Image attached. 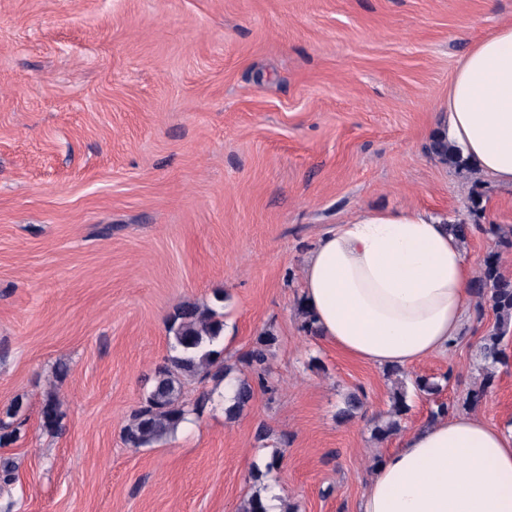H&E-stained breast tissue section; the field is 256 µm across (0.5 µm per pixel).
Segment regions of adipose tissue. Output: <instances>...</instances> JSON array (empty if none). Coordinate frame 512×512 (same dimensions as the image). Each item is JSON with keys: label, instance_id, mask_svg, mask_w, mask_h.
Instances as JSON below:
<instances>
[{"label": "adipose tissue", "instance_id": "1", "mask_svg": "<svg viewBox=\"0 0 512 512\" xmlns=\"http://www.w3.org/2000/svg\"><path fill=\"white\" fill-rule=\"evenodd\" d=\"M440 134L512 186V23L476 40L440 105ZM474 265L446 218L364 208L317 241L301 295L347 356L410 368L447 352L472 305ZM358 512H512V425L456 413L402 433L372 468Z\"/></svg>", "mask_w": 512, "mask_h": 512}]
</instances>
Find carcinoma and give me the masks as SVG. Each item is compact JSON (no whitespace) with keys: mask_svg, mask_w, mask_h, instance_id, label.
I'll return each mask as SVG.
<instances>
[{"mask_svg":"<svg viewBox=\"0 0 512 512\" xmlns=\"http://www.w3.org/2000/svg\"><path fill=\"white\" fill-rule=\"evenodd\" d=\"M431 151L450 167L458 170L468 168L460 152L444 139L432 141ZM466 209L474 223H479L484 212L481 192H471ZM484 231L495 240L496 246L512 248V227L490 224ZM472 290L478 311L488 308L495 317L493 326L477 342L482 361L479 367L480 383L468 392L465 399V403L475 405L493 385L499 367L512 363V356L503 345L505 335L512 329V278L501 272L498 252L491 251L485 256L472 283ZM169 331L173 335V355L156 371L152 388L145 394L141 406L124 429V442L131 448L151 447L176 432L188 415L181 401L182 389L187 381L208 377L222 381L232 372V367L222 363V351L217 349L224 334V315L215 307L196 302L180 305L171 318ZM275 341L274 334L264 333L246 359L247 366L257 375L259 386L268 391L271 387L267 385L265 363L268 348ZM386 376L393 380V389L387 417L373 429V437L379 442L401 432L404 416L410 410L406 400L405 372L396 368L386 371ZM413 387L415 391L433 399L434 408L430 410L429 419L446 416L455 409L454 403L438 398L443 391L439 381L417 377L413 380ZM234 390L230 404L224 408V414L229 419L237 418L253 399V380L247 376L235 379ZM363 407L360 395L350 392L344 398L338 417L348 421L356 417ZM41 421L46 431L55 432L61 428V406L51 391L44 399Z\"/></svg>","mask_w":512,"mask_h":512,"instance_id":"carcinoma-1","label":"carcinoma"}]
</instances>
